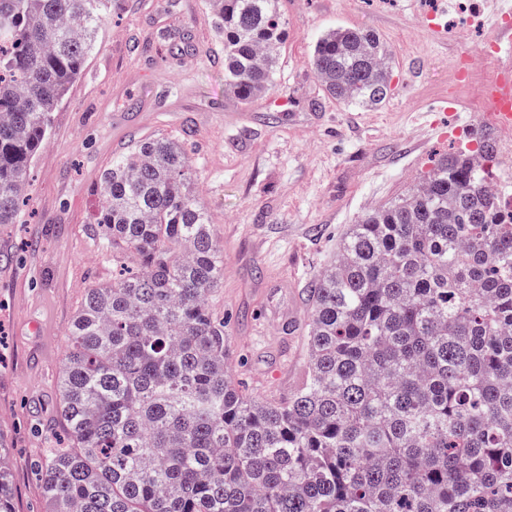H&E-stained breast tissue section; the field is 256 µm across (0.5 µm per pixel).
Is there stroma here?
<instances>
[{
  "instance_id": "35a3bbf8",
  "label": "stroma",
  "mask_w": 512,
  "mask_h": 512,
  "mask_svg": "<svg viewBox=\"0 0 512 512\" xmlns=\"http://www.w3.org/2000/svg\"><path fill=\"white\" fill-rule=\"evenodd\" d=\"M288 39L273 94L224 92V38L209 0H120L53 115L20 223L0 225V448L15 512H46L34 468L68 439L57 416L65 332L87 288L111 282L95 230L104 169L142 138L186 135L197 194L224 248L211 298L226 322L229 368L251 396L280 399L307 362L305 291L363 212L400 196L434 160L481 130L505 150L476 80L450 73L454 0H278ZM369 30L391 61L392 92L363 107L328 98L312 47L336 27ZM299 316L289 326V312Z\"/></svg>"
}]
</instances>
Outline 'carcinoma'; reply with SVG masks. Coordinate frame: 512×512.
Here are the masks:
<instances>
[{"label":"carcinoma","instance_id":"obj_1","mask_svg":"<svg viewBox=\"0 0 512 512\" xmlns=\"http://www.w3.org/2000/svg\"><path fill=\"white\" fill-rule=\"evenodd\" d=\"M224 93L268 94L277 0H210ZM112 0H0V224H15L53 112ZM312 63L336 101L391 94L379 36L338 27ZM495 142L434 162L368 210L307 289V366L277 401L232 380L209 297L224 256L185 141L149 136L102 173L95 221L120 267L66 331L69 447L37 461L49 512H512V214ZM0 512H15L0 452Z\"/></svg>","mask_w":512,"mask_h":512}]
</instances>
